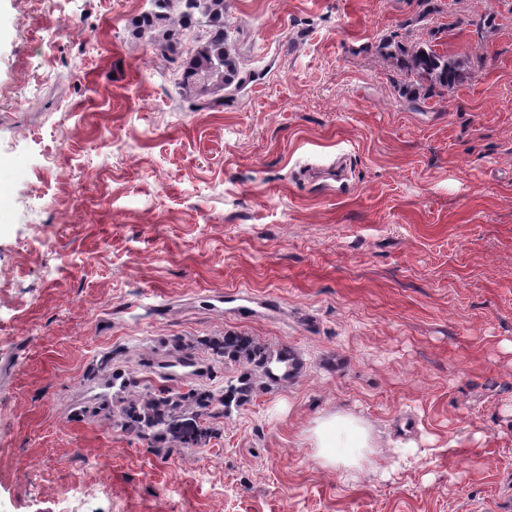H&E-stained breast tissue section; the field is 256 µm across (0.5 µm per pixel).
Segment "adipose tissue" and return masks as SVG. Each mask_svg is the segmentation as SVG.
Returning <instances> with one entry per match:
<instances>
[{"mask_svg": "<svg viewBox=\"0 0 512 512\" xmlns=\"http://www.w3.org/2000/svg\"><path fill=\"white\" fill-rule=\"evenodd\" d=\"M308 439L323 467L345 475L373 463V439L356 418L340 413L318 419L308 431Z\"/></svg>", "mask_w": 512, "mask_h": 512, "instance_id": "ef3b65f1", "label": "adipose tissue"}]
</instances>
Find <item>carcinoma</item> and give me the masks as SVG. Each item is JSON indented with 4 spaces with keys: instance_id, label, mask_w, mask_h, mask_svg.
Listing matches in <instances>:
<instances>
[{
    "instance_id": "1",
    "label": "carcinoma",
    "mask_w": 512,
    "mask_h": 512,
    "mask_svg": "<svg viewBox=\"0 0 512 512\" xmlns=\"http://www.w3.org/2000/svg\"><path fill=\"white\" fill-rule=\"evenodd\" d=\"M132 25L134 32L147 37L151 49L162 56L171 51L179 33L193 34L195 46L180 67V83L195 97L205 95L211 85L224 90L246 82L226 49L224 0H151V9L137 16ZM387 50L405 64L409 76L406 102L411 109L418 108L426 85L454 90L460 71L454 58L430 45L411 50L395 44ZM222 353L224 360L247 366L237 383L224 389L226 410L243 402L264 383L288 380L296 365L288 349L272 352L248 336H224ZM206 402L193 392L151 393L139 403L123 406L120 417L145 434H165L175 443L194 446L202 442V432L183 414L206 408Z\"/></svg>"
}]
</instances>
